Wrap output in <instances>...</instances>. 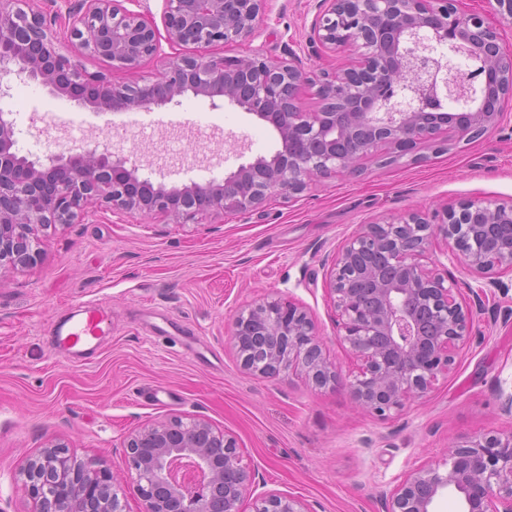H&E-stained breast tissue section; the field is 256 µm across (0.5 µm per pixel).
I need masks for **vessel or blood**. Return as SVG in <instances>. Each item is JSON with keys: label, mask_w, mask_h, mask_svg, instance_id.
I'll return each instance as SVG.
<instances>
[{"label": "vessel or blood", "mask_w": 512, "mask_h": 512, "mask_svg": "<svg viewBox=\"0 0 512 512\" xmlns=\"http://www.w3.org/2000/svg\"><path fill=\"white\" fill-rule=\"evenodd\" d=\"M110 325V313L102 304H85L66 320L53 324L54 349L74 361L89 360L100 349Z\"/></svg>", "instance_id": "1"}]
</instances>
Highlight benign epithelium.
I'll return each mask as SVG.
<instances>
[{
  "label": "benign epithelium",
  "mask_w": 512,
  "mask_h": 512,
  "mask_svg": "<svg viewBox=\"0 0 512 512\" xmlns=\"http://www.w3.org/2000/svg\"><path fill=\"white\" fill-rule=\"evenodd\" d=\"M160 34L150 9L121 0H74L68 22L77 47L116 71L137 70L173 49L152 82L90 75L60 52L51 23L28 0H0V100L16 81L37 82L95 112L162 107L188 93L211 104L227 101L271 126L288 151L240 164L204 184L166 186L139 174L122 155L98 152L50 156L18 153L12 113L0 109V273L26 267L41 253L38 227L74 224L92 205L143 217L194 224L200 214L245 213L273 197L291 199L312 183L357 174L381 154L396 161L423 145L442 148L451 129L468 140L497 128L512 98V53L480 13L462 15L457 0H320L309 36L316 49L352 48L358 60L309 73L295 55L216 56L200 50L242 41L256 31L267 0H163ZM193 47L195 53L185 49ZM465 53L460 67L447 53ZM314 89L317 110L297 105ZM462 112L442 111L446 101ZM512 204L468 201L445 207L438 221L412 210L365 224L339 247L326 275L340 340L360 361L347 383L359 408L385 417L426 396L448 374L469 341L474 312L487 290L505 288L512 272V236L483 239L485 225L511 224ZM453 244L464 269L483 281L461 289L425 263L433 237ZM228 332L242 366L261 376L291 368L317 387L341 381L322 353L316 325L298 305L262 300L230 319ZM128 477L143 512H242L252 483L234 436L204 415L143 425L122 441ZM35 512H121L115 479L99 459L79 462L49 441L20 468ZM449 490L465 512H512V429L454 442L439 462L408 474L385 496V512H434ZM253 512H309L302 500L265 492Z\"/></svg>",
  "instance_id": "obj_1"
}]
</instances>
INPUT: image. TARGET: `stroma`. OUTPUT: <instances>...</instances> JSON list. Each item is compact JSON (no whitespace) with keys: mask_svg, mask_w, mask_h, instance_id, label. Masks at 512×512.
I'll return each instance as SVG.
<instances>
[{"mask_svg":"<svg viewBox=\"0 0 512 512\" xmlns=\"http://www.w3.org/2000/svg\"><path fill=\"white\" fill-rule=\"evenodd\" d=\"M37 3L54 19L64 53L87 73L110 72L71 41L61 19L65 0ZM318 4L267 0L255 36L224 47V55L258 52L275 62L293 53L308 71L352 63V51H312ZM0 108L13 114L23 155L95 146L130 157L140 174L170 187L223 177L280 147L257 117L190 95L163 108L99 114L19 82ZM45 112L79 126L80 139L31 135ZM419 154L388 165L372 157L358 175L321 180L293 200L221 219L177 224L98 207L81 223L41 228L40 260L0 274V512H33L19 466L50 438L77 460H104L118 477L123 512H142L133 483L122 478L120 442L173 416L208 417L236 438L255 475L254 494L285 493L311 512H384L386 494L412 470L442 459L451 443L512 428L500 408L501 396L512 393V324L489 315L512 307V290L490 296L454 369L426 397L382 418L357 409L346 386L358 361L337 335L327 267L360 225L468 200L512 203V99L497 130L469 141L452 137L445 150ZM265 298L312 315L341 385L317 388L292 371L261 377L243 369L225 323ZM90 302L108 307L111 331L93 358L73 364L52 353L49 330ZM161 315L186 325L188 336L159 335Z\"/></svg>","mask_w":512,"mask_h":512,"instance_id":"1","label":"stroma"}]
</instances>
